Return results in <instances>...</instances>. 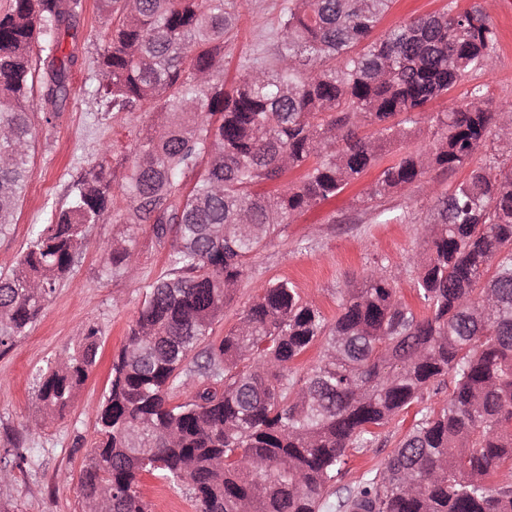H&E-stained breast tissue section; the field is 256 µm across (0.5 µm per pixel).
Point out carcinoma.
<instances>
[{"instance_id": "cac0c4a2", "label": "carcinoma", "mask_w": 512, "mask_h": 512, "mask_svg": "<svg viewBox=\"0 0 512 512\" xmlns=\"http://www.w3.org/2000/svg\"><path fill=\"white\" fill-rule=\"evenodd\" d=\"M392 3L288 0L274 60L254 58L228 88L230 0H99L109 21L97 58L106 111L166 114L136 144L123 223H149L158 238L173 231L177 246L113 359L78 484L85 512H148L138 489L147 474L188 487L197 512H324L349 451L445 390L384 466L338 498L337 512H512V482H491L512 465V166H475L438 193L437 221L422 227L427 252L410 257L423 311L402 303L379 269L345 289L331 324L291 283H270L204 349L205 385L171 402L192 352L281 225L375 167L371 200L470 165L494 129L512 143V109L476 85L432 118L433 146L412 145L400 116L491 67L497 34L481 5L448 0L443 13L374 36ZM82 11L81 0H11L0 15V233L32 173L30 90L39 83L42 120L52 123L70 96L76 55L63 43ZM391 141L403 152L384 166ZM292 170L299 183L257 190ZM113 197L90 168L15 265L0 268L1 351L38 319L86 229L112 215ZM104 261L135 275L132 239L112 243ZM98 333L89 327L40 374L46 415L63 412L87 379ZM318 340L320 363L296 374L291 363Z\"/></svg>"}]
</instances>
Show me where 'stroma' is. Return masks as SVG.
<instances>
[{
  "instance_id": "35a3bbf8",
  "label": "stroma",
  "mask_w": 512,
  "mask_h": 512,
  "mask_svg": "<svg viewBox=\"0 0 512 512\" xmlns=\"http://www.w3.org/2000/svg\"><path fill=\"white\" fill-rule=\"evenodd\" d=\"M236 2L235 33L224 46V79L230 85L245 74L253 56L270 49L271 32L288 0ZM480 2L498 32L497 65L473 74L436 100L429 114L418 115L412 126L415 145L432 144L430 113L447 111L471 86H483L496 104L512 106V13L504 11V0ZM83 4L72 41L77 63L70 97L53 124L35 122L33 173L13 223L0 233V266L16 259L36 225L65 200L69 186L92 166L102 165L104 177L116 191L113 217L89 227L72 272L46 303L41 318L0 353V459L14 472L13 481L0 484V505L9 512H84L77 488L96 438V413L108 388L112 357L125 342L148 286L167 272L168 257L176 246L174 235L157 239L151 224H143L136 229L133 244L137 276L114 275L103 265V249L126 230L116 221L126 209L119 189L134 161L137 138L163 118L141 111L112 115L101 108L95 93L96 58L108 22L98 0H83ZM468 174L465 167L452 173L436 169L401 192L369 202L365 196L378 176L373 170L338 196L305 210L252 259L223 317L214 323L212 339L223 338L261 289L278 280L291 282L303 302L315 306L327 321H335L340 291L361 283L367 269L375 265L395 276L406 304L419 307L414 290L418 269L408 259L425 250L421 229L436 218L434 191L462 182ZM91 326L99 330V359L63 416L43 422L37 400L38 372L77 348ZM421 407L416 403L402 411L383 429L377 443L352 452L337 483L341 492L356 490L369 472L385 463ZM16 445L24 460L12 455ZM140 492L150 512H195L186 488L147 476Z\"/></svg>"
}]
</instances>
